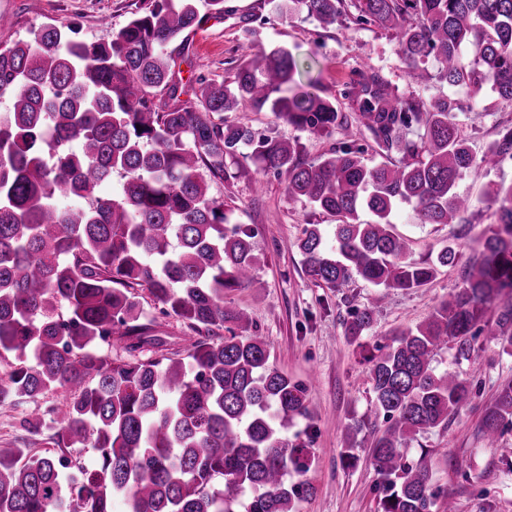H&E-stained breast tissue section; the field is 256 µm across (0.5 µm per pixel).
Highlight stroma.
<instances>
[{
    "mask_svg": "<svg viewBox=\"0 0 512 512\" xmlns=\"http://www.w3.org/2000/svg\"><path fill=\"white\" fill-rule=\"evenodd\" d=\"M139 0H0V14L9 19L0 28V44L32 39L44 24H77L82 38L111 39L127 22ZM224 13L209 14L200 28L190 32L175 52L182 80L202 74L223 80L231 77L242 43L264 49L283 46L300 58H312L310 72L298 77L299 87L317 81L331 95L342 114L354 106L346 92L360 71L372 68L399 89L429 97L443 92L464 105L457 119L462 134L475 153H482L499 131L512 127V105L500 102L490 90L466 87L444 89L436 80L411 82L394 52L390 33L365 25H336L327 29L316 22L275 10L271 0H225ZM227 121L261 134L297 139L315 159L341 142L358 140L369 159L379 162L383 148L365 131L341 125L327 138L281 123L270 112L243 108L226 113ZM233 179L213 184L212 192L223 198L229 220L254 228L255 283L225 294V301L247 311L249 335L264 338L271 363L306 387L310 411L308 424L314 433V463L307 480L313 497L296 503V512H377L379 477L367 457L376 419L372 387L363 361L366 345L386 343L399 331L423 321L462 282L466 261L479 258L482 233L496 217L484 199L486 184L512 182V161L486 175L468 177L459 189L473 202L462 224H419L410 207L394 217V230L412 242L411 261L423 262L448 244L458 245L463 261L443 270L422 288L383 291L356 279L337 288L312 282L304 271L296 243L306 225L318 224L333 232L335 219L305 202L288 200L284 183L264 172L252 160L240 159ZM146 317L151 318V336L164 349L182 347L187 332L176 317L158 315L147 291H140ZM373 306L374 321L364 346L351 343L344 322L351 309ZM476 362L459 360L452 348L441 350L437 370H449L467 378L472 401L451 415L447 427L430 429L407 439L409 460H423L438 493L437 512L455 505L457 512H512V468L501 451L512 448V430H506L497 447H490L481 430L486 406L503 384L512 380V357L495 346L477 345ZM31 403L0 406V447L27 448L41 454L49 450V431L33 435L25 420ZM354 449L358 460L348 465L344 449Z\"/></svg>",
    "mask_w": 512,
    "mask_h": 512,
    "instance_id": "1",
    "label": "stroma"
}]
</instances>
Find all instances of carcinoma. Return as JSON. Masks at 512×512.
Segmentation results:
<instances>
[{"instance_id": "carcinoma-1", "label": "carcinoma", "mask_w": 512, "mask_h": 512, "mask_svg": "<svg viewBox=\"0 0 512 512\" xmlns=\"http://www.w3.org/2000/svg\"><path fill=\"white\" fill-rule=\"evenodd\" d=\"M277 7L324 29L351 17L390 31L411 78H426L430 60L440 84L487 86L512 103V0ZM204 19L198 0H142L107 42L81 39L75 24L46 23L31 40L0 44V99L11 102L0 113V353L17 360L0 384V405L66 393L26 420L33 433L51 423L61 452L0 447V512H113L115 502L125 512H295L314 493L293 481L311 467V439H288L308 416L306 388L269 363L262 337L237 333L249 316L224 293L255 282L254 234L227 227L212 183L231 178L227 161L248 154L285 178L289 198L336 217L332 239L309 224L299 240L314 282L407 290L455 266L459 252L448 245L427 263L407 261L409 239L393 232L392 214L407 204L420 224H461L471 200L460 181L512 160V129L478 156L457 122L461 103L401 91L373 69L348 91L355 120L398 158L370 161L353 139L309 160L297 139L224 121L248 107L314 137L331 135L340 123L335 103L317 88L293 89L299 62L285 48L244 45L232 81L199 77L193 99L180 100L166 48ZM465 44L474 47L468 67ZM116 173L121 193L101 195ZM486 201L497 220L459 289L365 357L383 420L369 451L382 479L379 512L436 505L427 469L409 462L402 444L447 426L470 399L466 378L436 370L437 352L451 341L468 360L481 334L512 356V184ZM136 288L186 324L183 350L137 356L151 340L138 323ZM373 313L358 308L345 323L360 347ZM114 341L120 356L100 348ZM507 426L512 382L486 407L484 436L496 444ZM75 445L93 449L92 464L62 452Z\"/></svg>"}]
</instances>
